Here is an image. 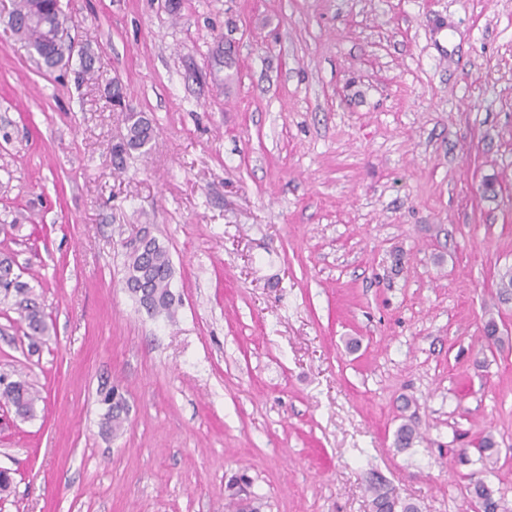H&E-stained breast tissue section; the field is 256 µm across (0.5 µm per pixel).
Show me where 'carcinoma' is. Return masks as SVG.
I'll return each instance as SVG.
<instances>
[{"label": "carcinoma", "instance_id": "carcinoma-1", "mask_svg": "<svg viewBox=\"0 0 512 512\" xmlns=\"http://www.w3.org/2000/svg\"><path fill=\"white\" fill-rule=\"evenodd\" d=\"M16 26L14 33L35 55L40 63L48 70H53L70 58L69 41L66 37L68 15L61 7L60 0H13V12ZM126 135L124 141L113 147V156L122 159L129 149H139L146 146L154 136L151 123L142 113L131 109L122 113ZM173 265L168 250L156 238H151L146 247H133L128 255L125 266V284L132 296L150 313L173 314L175 303L171 290ZM0 289L4 294L15 296V306L23 317L27 336L34 344L47 333V324L42 311L26 284L14 276L12 261L0 260ZM5 384L3 392L11 402L18 415L29 418L34 416L39 392L24 380L5 381L0 377V384ZM103 404L106 410L103 414V425L112 433L117 434L126 429L127 415L119 404L112 402V391L104 393ZM418 438L415 425L404 423L394 435L396 447L407 449ZM479 458L490 462L497 455L496 442L488 434L479 443ZM252 481L244 474L231 477L226 484V512H260L256 506L257 497L251 491ZM367 491L370 493L373 512H418L411 502L397 500L391 497V492L384 484L369 479ZM470 494L482 512H499L500 500L495 491L482 481L472 484Z\"/></svg>", "mask_w": 512, "mask_h": 512}]
</instances>
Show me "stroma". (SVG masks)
<instances>
[{"mask_svg":"<svg viewBox=\"0 0 512 512\" xmlns=\"http://www.w3.org/2000/svg\"><path fill=\"white\" fill-rule=\"evenodd\" d=\"M61 5L84 81L0 32V258L49 326L31 346L0 297V374L41 396L0 397V512H224L241 471L261 512H371L372 474L512 512V0ZM115 80L154 127L119 167ZM144 227L170 316L125 286ZM6 382L0 377V385ZM5 396L11 402L18 415L29 418L33 417L36 411L37 402L40 400L39 392L24 380L6 382L1 397ZM112 391H114V387H112ZM112 391L109 390L104 393L103 399L101 400L104 405L107 404L102 417V424L108 430L112 431V434H117L124 432L126 429L128 417L119 407V403H112ZM470 494L482 512H498L501 505L500 499L495 496V491L482 481L472 484Z\"/></svg>","mask_w":512,"mask_h":512,"instance_id":"obj_1","label":"stroma"}]
</instances>
